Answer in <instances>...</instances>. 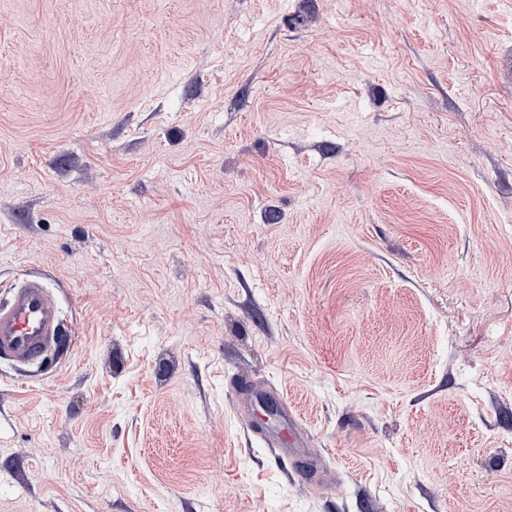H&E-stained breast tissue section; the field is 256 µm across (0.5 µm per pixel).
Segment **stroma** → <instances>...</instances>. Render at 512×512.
<instances>
[{
	"label": "stroma",
	"mask_w": 512,
	"mask_h": 512,
	"mask_svg": "<svg viewBox=\"0 0 512 512\" xmlns=\"http://www.w3.org/2000/svg\"><path fill=\"white\" fill-rule=\"evenodd\" d=\"M36 270L74 343L0 360V512H512V0H0ZM231 388L237 398L238 406L241 410L253 417V411L258 404L262 408V403H271L277 407L279 416L289 425L291 432L287 438H280L273 430L257 424L255 419L250 420L252 430L259 433L268 445L277 448L283 458L297 461L298 474L308 485L323 486L326 476L319 470L315 463L316 455L312 453V444L309 436L298 426L296 413L289 407L282 396L267 388L258 387L254 381L246 377H237L231 383ZM282 445L292 446L283 448Z\"/></svg>",
	"instance_id": "obj_1"
}]
</instances>
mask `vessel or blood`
I'll return each instance as SVG.
<instances>
[{
    "label": "vessel or blood",
    "instance_id": "1",
    "mask_svg": "<svg viewBox=\"0 0 512 512\" xmlns=\"http://www.w3.org/2000/svg\"><path fill=\"white\" fill-rule=\"evenodd\" d=\"M5 289L6 297L0 302V359L30 365L60 351L66 330L58 302L45 278L28 274L6 284ZM231 388L245 414H252L255 406L262 403L276 406L281 419L291 427L288 437L280 438L273 430L259 424L254 425V432L277 448L281 457L297 461L298 474L308 485H324L326 477L315 463L313 444L308 434L299 428L296 413L282 396L241 376L232 381Z\"/></svg>",
    "mask_w": 512,
    "mask_h": 512
}]
</instances>
